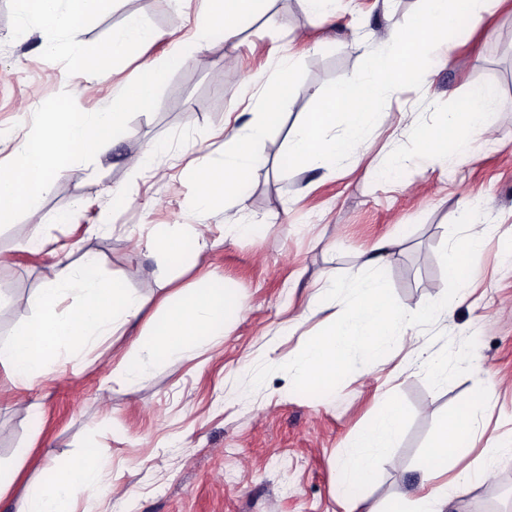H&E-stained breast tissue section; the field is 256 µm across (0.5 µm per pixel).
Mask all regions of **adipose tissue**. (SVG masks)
<instances>
[{"mask_svg": "<svg viewBox=\"0 0 512 512\" xmlns=\"http://www.w3.org/2000/svg\"><path fill=\"white\" fill-rule=\"evenodd\" d=\"M108 0H15L20 18H38L59 32L56 48L66 50L82 63L91 55L71 38L81 24L103 8ZM214 20L198 29L200 38L235 34L242 20L259 10L262 0H212ZM477 0H429V7L409 22L410 34L398 23H387L379 49L368 58L362 76L341 82L320 93V104L295 131L288 159L307 168L320 169L345 158L362 156L375 129L392 122L382 98L384 91L417 74H427L435 64L438 45L455 40L461 33L479 26ZM497 99L493 86L470 89L463 102L462 120H444L432 130L418 133L419 156L439 160L447 154L465 158L473 137H493L487 114ZM280 99L262 97L254 117L242 124L224 125V162L216 173L207 174L201 198L204 205L224 204L234 208L244 202L242 188L261 163L253 145L275 123ZM342 114L346 127L340 137L327 136L330 117ZM211 228L195 224L187 236L158 233L149 242L176 266L195 265L206 246ZM388 241L377 242L371 255L340 290L321 288L320 299L341 293L342 307L336 323L324 337L295 353L292 365L296 382L320 396L336 388L344 363L353 354H373L390 347L405 348L409 357L429 361L431 355L415 331L426 310L421 305L390 306L377 269L384 261ZM75 308L59 315L66 299ZM40 316L25 327L12 342L0 345V368L25 386H32L48 370L72 361L77 352L92 349L106 337L139 320L142 298L119 284L103 280L97 262L86 258L80 267L56 265L38 299ZM241 300L228 294L219 280H207L187 299L168 304L165 312L151 321V332L135 343L134 358L124 365L128 381H136L153 367L191 356L197 349L222 338L226 321L242 311ZM475 400L462 401L444 424L430 451L419 461L425 477L446 471L459 492H466L478 480V473L457 470L460 459L470 451L469 437L477 428ZM403 412L396 401H386L372 424L349 446L339 469L340 478L351 494L344 512H366L359 489L371 476L373 463L389 455L403 425ZM106 454L94 448L64 465L44 467L35 482L25 486L17 499L16 512H93L92 505L103 494L102 470Z\"/></svg>", "mask_w": 512, "mask_h": 512, "instance_id": "obj_1", "label": "adipose tissue"}]
</instances>
